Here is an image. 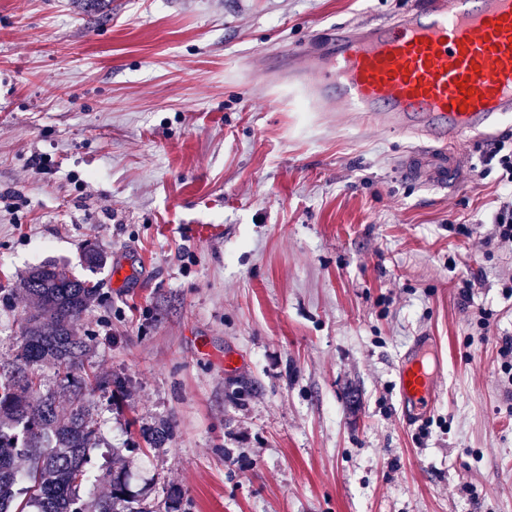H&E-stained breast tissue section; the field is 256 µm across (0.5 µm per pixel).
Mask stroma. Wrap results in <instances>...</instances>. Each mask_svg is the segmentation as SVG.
Returning <instances> with one entry per match:
<instances>
[{"label":"stroma","instance_id":"stroma-1","mask_svg":"<svg viewBox=\"0 0 512 512\" xmlns=\"http://www.w3.org/2000/svg\"><path fill=\"white\" fill-rule=\"evenodd\" d=\"M414 3L0 0V361L21 277L56 262L99 290L86 367L126 379L91 401L86 512L115 471L185 512H512V247L484 242L512 206L490 158L512 116L443 184L433 162L406 169L440 144L272 77L283 52L316 65L332 30ZM89 245L108 256L94 272ZM421 333L442 372L425 429L396 387Z\"/></svg>","mask_w":512,"mask_h":512}]
</instances>
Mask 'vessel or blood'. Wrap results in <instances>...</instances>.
I'll use <instances>...</instances> for the list:
<instances>
[{
    "label": "vessel or blood",
    "instance_id": "vessel-or-blood-1",
    "mask_svg": "<svg viewBox=\"0 0 512 512\" xmlns=\"http://www.w3.org/2000/svg\"><path fill=\"white\" fill-rule=\"evenodd\" d=\"M282 79L323 106L342 103L381 128L398 127L456 150L512 114V0H421L398 19L341 27L326 61L289 55ZM435 337L418 336L396 380L405 425L421 422L439 390Z\"/></svg>",
    "mask_w": 512,
    "mask_h": 512
}]
</instances>
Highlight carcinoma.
<instances>
[{
  "label": "carcinoma",
  "instance_id": "cac0c4a2",
  "mask_svg": "<svg viewBox=\"0 0 512 512\" xmlns=\"http://www.w3.org/2000/svg\"><path fill=\"white\" fill-rule=\"evenodd\" d=\"M32 307L21 324L13 358L0 363V512H83L79 490L91 472L87 450L101 439L90 412L97 391L121 388L124 378L83 376L97 336L79 333L78 322L98 289L55 265H42L23 279ZM57 370L58 384L72 395L67 414L57 410L55 392L41 388L40 368ZM166 421L142 429L147 445L161 447L171 436ZM31 460L22 471L19 461ZM98 512H151L133 499L120 477Z\"/></svg>",
  "mask_w": 512,
  "mask_h": 512
}]
</instances>
